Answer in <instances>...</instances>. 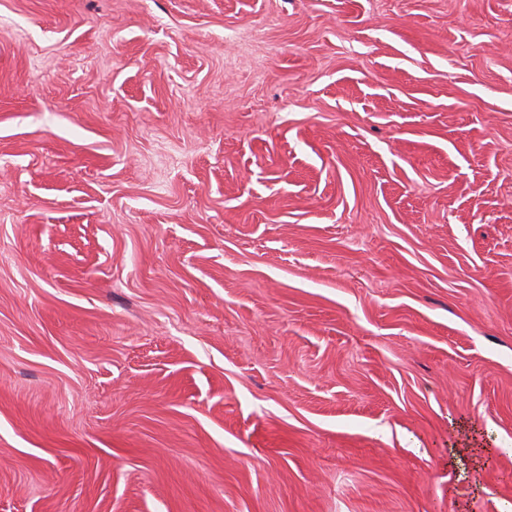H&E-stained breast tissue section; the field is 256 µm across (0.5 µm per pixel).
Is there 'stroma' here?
<instances>
[{
    "instance_id": "1",
    "label": "stroma",
    "mask_w": 512,
    "mask_h": 512,
    "mask_svg": "<svg viewBox=\"0 0 512 512\" xmlns=\"http://www.w3.org/2000/svg\"><path fill=\"white\" fill-rule=\"evenodd\" d=\"M0 512H512V0H0Z\"/></svg>"
}]
</instances>
